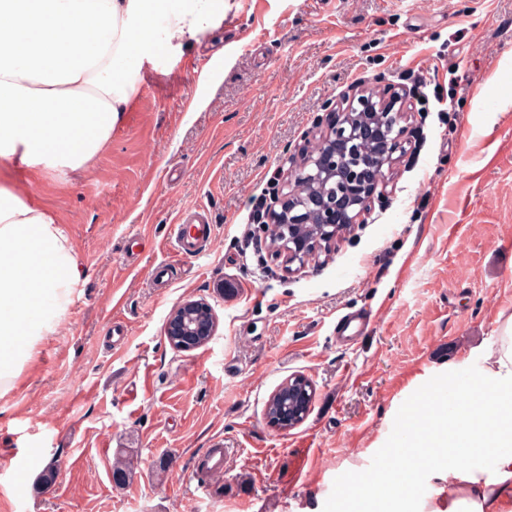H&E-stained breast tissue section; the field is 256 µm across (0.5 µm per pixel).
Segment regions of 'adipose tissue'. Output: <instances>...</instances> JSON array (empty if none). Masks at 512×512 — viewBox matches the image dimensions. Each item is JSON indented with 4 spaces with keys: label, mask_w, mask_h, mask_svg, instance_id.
Here are the masks:
<instances>
[{
    "label": "adipose tissue",
    "mask_w": 512,
    "mask_h": 512,
    "mask_svg": "<svg viewBox=\"0 0 512 512\" xmlns=\"http://www.w3.org/2000/svg\"><path fill=\"white\" fill-rule=\"evenodd\" d=\"M224 0H0V159L76 171L111 140L142 66L213 27ZM83 267L56 219L0 185V390L24 340L54 333ZM493 417L425 425L438 484L430 512H512V315L465 384Z\"/></svg>",
    "instance_id": "1"
}]
</instances>
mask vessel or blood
I'll return each instance as SVG.
<instances>
[{
    "mask_svg": "<svg viewBox=\"0 0 512 512\" xmlns=\"http://www.w3.org/2000/svg\"><path fill=\"white\" fill-rule=\"evenodd\" d=\"M213 228L201 210L188 211L184 218L174 227V243L171 257L156 264L151 270L154 281L168 282L181 262L200 257L205 245L212 237ZM372 319L371 313L345 315L336 323V339L341 343H350L363 336ZM196 473L217 477L224 473V448L216 445L205 449L194 461Z\"/></svg>",
    "mask_w": 512,
    "mask_h": 512,
    "instance_id": "b4317fda",
    "label": "vessel or blood"
}]
</instances>
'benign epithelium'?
<instances>
[{"mask_svg":"<svg viewBox=\"0 0 512 512\" xmlns=\"http://www.w3.org/2000/svg\"><path fill=\"white\" fill-rule=\"evenodd\" d=\"M399 102L396 93L377 98L362 91L337 102L319 120L315 150L291 163L285 192L257 220L259 237L275 259L302 265L331 246L341 232L360 223L373 193L385 184L384 167L391 166L393 155L404 152L408 144L407 113L396 107ZM371 142L377 144L373 153L353 158L357 147ZM338 211L339 223L332 219ZM214 329L211 306L187 301L171 316L168 341L176 348H191L206 343ZM312 398L306 377L289 378L269 402L271 422L284 429L301 423Z\"/></svg>","mask_w":512,"mask_h":512,"instance_id":"7a95c632","label":"benign epithelium"}]
</instances>
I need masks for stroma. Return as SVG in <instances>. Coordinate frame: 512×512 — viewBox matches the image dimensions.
I'll return each mask as SVG.
<instances>
[{"label":"stroma","mask_w":512,"mask_h":512,"mask_svg":"<svg viewBox=\"0 0 512 512\" xmlns=\"http://www.w3.org/2000/svg\"><path fill=\"white\" fill-rule=\"evenodd\" d=\"M412 72L455 112L409 110L410 144L331 252L272 258L250 198L336 102L407 93ZM0 184L37 199L84 268L0 391V512H339L360 475L385 488L370 512H426L434 481L409 435L442 422L436 406H470L448 375L467 376L512 315V0H224L218 26L143 66L85 169L0 161ZM194 208L212 240L156 287ZM195 300L216 331L174 349L169 317ZM358 310L369 332L337 343V317ZM295 375L314 398L280 430L267 407ZM218 442L206 494L192 461Z\"/></svg>","instance_id":"1"}]
</instances>
